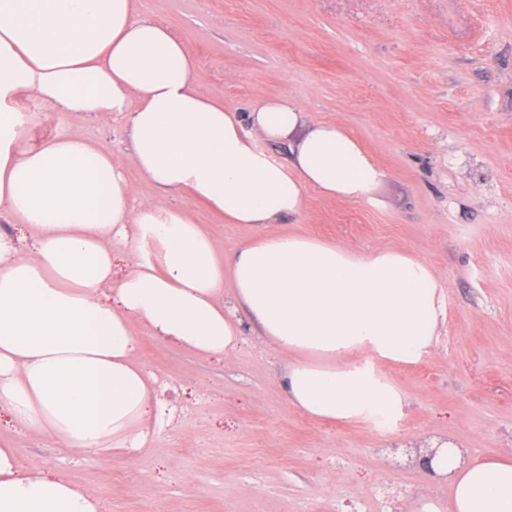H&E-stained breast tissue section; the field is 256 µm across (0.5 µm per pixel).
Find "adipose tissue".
<instances>
[{
	"mask_svg": "<svg viewBox=\"0 0 512 512\" xmlns=\"http://www.w3.org/2000/svg\"><path fill=\"white\" fill-rule=\"evenodd\" d=\"M142 0H0V218L30 230L20 251L0 233V405L16 425L76 453L138 449L156 379L138 362L137 326L199 354L230 356L243 331L232 291L291 361L289 401L325 420L392 419L402 393L379 364L433 349L446 296L432 267L395 248L363 253L309 235H267L221 254L170 203L187 193L228 224L300 215L308 191L370 200L385 176L341 125L304 126L285 97L247 119L198 92L188 46L147 17ZM26 100L52 111L123 120L129 147L57 133L31 142ZM288 142L289 161L261 148ZM159 190L136 202L135 181ZM131 246L113 279L112 241ZM452 512H512V450L462 464ZM0 512H100L78 485L25 470L0 441Z\"/></svg>",
	"mask_w": 512,
	"mask_h": 512,
	"instance_id": "obj_1",
	"label": "adipose tissue"
}]
</instances>
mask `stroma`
<instances>
[{
  "label": "stroma",
  "mask_w": 512,
  "mask_h": 512,
  "mask_svg": "<svg viewBox=\"0 0 512 512\" xmlns=\"http://www.w3.org/2000/svg\"><path fill=\"white\" fill-rule=\"evenodd\" d=\"M197 61L200 93L246 117L285 96L305 124L339 123L387 173L369 202L308 192L276 224H228L173 197L231 253L295 232L370 253L410 250L447 298L433 350L386 364L408 402L375 420H321L288 402V357L244 324L227 359L137 330L163 410L142 448L76 454L16 429L22 465L65 477L112 512H413L419 492L448 507V482L415 464L443 439L464 459L512 448V0H144ZM56 130L126 151L122 122L40 111Z\"/></svg>",
  "instance_id": "obj_1"
}]
</instances>
